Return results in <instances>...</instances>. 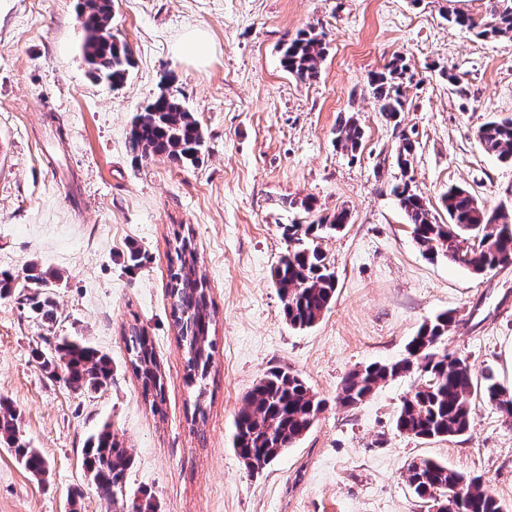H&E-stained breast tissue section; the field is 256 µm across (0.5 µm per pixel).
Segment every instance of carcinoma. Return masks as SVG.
Instances as JSON below:
<instances>
[{"instance_id":"cac0c4a2","label":"carcinoma","mask_w":512,"mask_h":512,"mask_svg":"<svg viewBox=\"0 0 512 512\" xmlns=\"http://www.w3.org/2000/svg\"><path fill=\"white\" fill-rule=\"evenodd\" d=\"M112 0H96L83 21L86 33L83 51L95 77L114 87L122 85L131 66L126 44L110 33ZM448 23L464 28L478 39L512 36V0H486L485 14L452 12ZM328 47L326 32L313 26L300 30L281 47L284 71L301 82L320 75V63ZM412 79L408 64L393 58L381 71L369 76L377 111L388 120H397L405 110L404 84ZM477 137L484 150L512 164V117L482 124ZM363 131L348 118L336 127V141L354 153L360 147ZM396 164L400 172L392 194L412 225L414 240L429 259L466 266L476 275L512 263V227L502 212L487 211L468 190L450 187L442 205L450 223L441 224L429 203L414 186L415 141L405 132L398 134ZM130 146L143 156H160L179 165L196 164L204 147V136L193 114L174 96H155L137 113L130 130ZM348 214L339 210L328 218L309 224H288L284 235L293 247L281 256L274 279L279 288L283 314L299 329L313 326L327 311L336 295V274L318 246L305 244L335 233L347 223ZM174 253L169 268L168 292L173 323L185 353L184 382L190 389L204 390L211 374L216 340L210 332L216 323L217 308L209 288L198 276L195 257L186 236L174 232ZM33 292L19 303L43 323L56 319L51 300L42 292L47 280L32 272ZM455 323L446 311L422 326L408 343L407 356L399 362L371 363L351 371L341 384L337 400L355 408L368 400L389 380L415 372L417 385L405 397L396 417L397 430L423 440H447L468 433L476 398L494 405L512 417V392L487 372L481 379L459 371L449 354H439L437 345ZM53 350H35L45 371L54 379L82 393L100 391L112 382V359L89 344L66 338L43 337ZM131 362L142 381L144 397H152L151 407L159 409L164 400V381L158 371L152 344L137 329L126 338ZM322 401L306 382L286 369L266 373L246 394L244 405L234 419L233 448L245 460L254 462L251 471L264 470L301 440L312 428ZM20 415L0 400V441L13 448L24 469L35 477L46 473L47 461L38 449L20 437ZM83 464L100 495L113 499L121 493L131 457L104 423L82 448ZM405 484L420 500L457 491L455 512H504L503 504L480 476H468L432 459L412 462L404 476Z\"/></svg>"}]
</instances>
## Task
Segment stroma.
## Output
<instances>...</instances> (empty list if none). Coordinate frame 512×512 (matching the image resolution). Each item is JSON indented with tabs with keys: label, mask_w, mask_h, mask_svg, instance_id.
Listing matches in <instances>:
<instances>
[{
	"label": "stroma",
	"mask_w": 512,
	"mask_h": 512,
	"mask_svg": "<svg viewBox=\"0 0 512 512\" xmlns=\"http://www.w3.org/2000/svg\"><path fill=\"white\" fill-rule=\"evenodd\" d=\"M485 0H113V36L132 65L114 88L85 61L81 0H0V399L21 415L23 438L47 460L35 478L0 444V512H426L403 475L418 458L483 475L512 512V418L477 403L460 439L401 434L395 420L418 382H386L354 409L343 379L404 357L437 313L456 317L439 353L492 372L512 391V264L481 275L424 258L390 193L397 134L416 145L414 178L439 222L448 187L512 214V165L476 132L512 117V37L480 40L449 12L481 15ZM327 33L314 82L280 65L299 30ZM207 32L200 59L178 56L186 33ZM413 79L398 123L377 111L367 78L393 57ZM454 73L460 86L449 84ZM193 113L205 147L197 165L140 157L129 147L136 112L160 92ZM356 118L361 148L336 143ZM345 210L343 230L319 239L336 296L318 323L285 320L273 269L287 224ZM188 232L196 268L218 308L217 353L203 395L183 381L184 352L167 291L175 229ZM36 268L57 307L53 326L22 309ZM149 337L165 382L161 411L142 395L126 350ZM84 340L112 359V383L82 394L49 379L32 355L45 335ZM298 373L324 406L308 432L262 473L232 446L247 391L270 369ZM202 398L207 420L187 413ZM132 464L118 501L101 497L82 448L101 423Z\"/></svg>",
	"instance_id": "obj_1"
}]
</instances>
